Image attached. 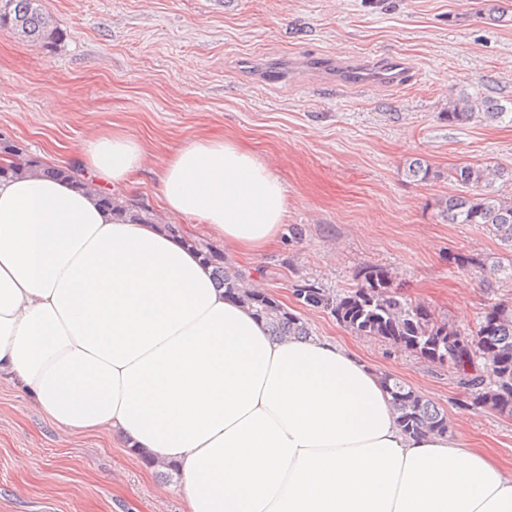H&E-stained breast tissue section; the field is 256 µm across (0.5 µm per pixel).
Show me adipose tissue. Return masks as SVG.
I'll list each match as a JSON object with an SVG mask.
<instances>
[{"label":"adipose tissue","instance_id":"ef3b65f1","mask_svg":"<svg viewBox=\"0 0 512 512\" xmlns=\"http://www.w3.org/2000/svg\"><path fill=\"white\" fill-rule=\"evenodd\" d=\"M148 150L89 137L74 179L0 181V378L54 424L175 466L186 512H512V471L451 434L405 433L373 370L330 336L273 338L162 224L102 207ZM165 209L256 255L286 190L234 142L160 158Z\"/></svg>","mask_w":512,"mask_h":512}]
</instances>
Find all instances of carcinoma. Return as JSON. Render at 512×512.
<instances>
[{
  "mask_svg": "<svg viewBox=\"0 0 512 512\" xmlns=\"http://www.w3.org/2000/svg\"><path fill=\"white\" fill-rule=\"evenodd\" d=\"M0 31L51 44L58 36L57 28L47 18L41 0H0ZM477 105L469 97H461L448 105L444 117L450 124L470 121ZM26 169L43 175L68 179V170L46 167L35 157L21 158ZM405 175L412 181L424 182L437 177L429 164L420 158L411 160ZM509 175L498 167L462 165L452 169L448 177L465 187H481L476 197L453 195L441 201V216L449 224H482L512 253V199L503 198L492 184ZM101 205L130 222L153 224L154 215L132 203L100 194ZM189 246L211 267L213 281L224 289V296L247 305L261 320L270 335L307 339L312 336L308 323L290 312L265 292L249 288L241 274L225 266L224 255L194 240ZM456 266L473 270L488 288L512 281V257L476 260L458 254ZM302 303L324 308L350 332L358 336H376L416 353L431 364L448 366L459 383L474 395L476 404L501 415L512 416V304L496 303L487 309L475 328L460 330L438 320L429 308L403 296L393 285L386 269L367 265L357 273L354 287L342 293L308 285L297 289ZM380 381L391 397L400 425L414 436L449 432L448 416L435 403L390 374Z\"/></svg>",
  "mask_w": 512,
  "mask_h": 512,
  "instance_id": "cac0c4a2",
  "label": "carcinoma"
}]
</instances>
